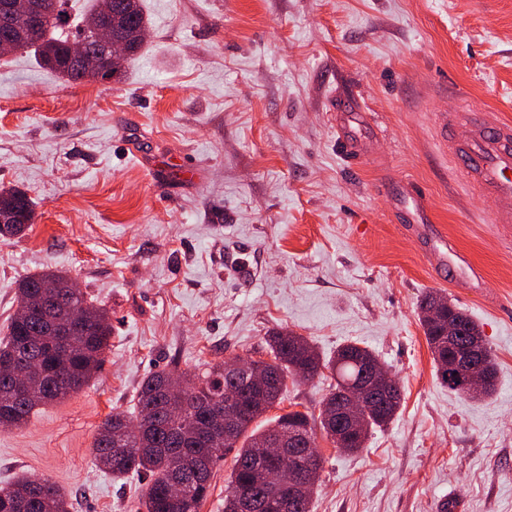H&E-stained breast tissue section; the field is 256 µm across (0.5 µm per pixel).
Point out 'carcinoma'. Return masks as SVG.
Wrapping results in <instances>:
<instances>
[{"mask_svg": "<svg viewBox=\"0 0 512 512\" xmlns=\"http://www.w3.org/2000/svg\"><path fill=\"white\" fill-rule=\"evenodd\" d=\"M49 19L27 36L18 49L32 51L40 64L67 83L112 81L123 77L127 60L144 44L139 35L147 32L142 0H94L89 16L112 21L119 14L131 38L128 55L115 58L104 47L88 40L87 51L98 60L96 72L85 75L68 64L69 43L77 41L69 33L64 0H44ZM0 206L17 212L24 224H7L0 238L22 235L35 220L34 204L27 193L15 187H0ZM71 279L46 270L17 283L18 308L10 318L6 336L0 338V426L20 428L33 410L79 392L100 369L110 350L112 327L109 313L87 299L85 292L70 287ZM438 294L429 292L419 304L421 325L437 367V376L448 390L468 393L469 380L448 368V322L456 328V342L483 347V363L489 381L483 395L496 388V361L482 327L458 307L439 319L428 318V310ZM269 360L266 369L272 380L264 389L269 406L282 402L286 379L311 382L330 371L335 383L329 385L318 417L291 410L256 429L251 425L266 410L253 400L251 380L225 371L219 363L193 376L176 370H163L147 376L136 394V419L123 412L108 414L98 426L93 452L106 472L128 473L147 479L141 508L145 512H200L210 491L214 467L224 454L234 452L232 472L224 486V512H238L242 495L251 501V512H277L276 505L288 484V471L305 476L307 470L323 469L324 457L317 451V436L329 442L345 433L336 420V406L347 400V393L364 380V366L379 362L377 355L357 343L346 344L336 354L323 358L303 336L287 329L265 337ZM239 395L232 438L211 443L203 426L202 413L225 414L224 393ZM402 394L397 379L389 392L374 397L359 410L365 430L381 428L393 420ZM309 437L314 445L296 449L284 461L264 462L260 451L265 442L280 434ZM186 475L181 496L169 495L172 478ZM28 500L26 512H69L65 493L47 478L22 476L7 487H0V512H13L17 499Z\"/></svg>", "mask_w": 512, "mask_h": 512, "instance_id": "cac0c4a2", "label": "carcinoma"}]
</instances>
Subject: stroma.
<instances>
[{"mask_svg": "<svg viewBox=\"0 0 512 512\" xmlns=\"http://www.w3.org/2000/svg\"><path fill=\"white\" fill-rule=\"evenodd\" d=\"M149 29L123 79L70 84L21 50L0 57V186L34 224L0 240V337L18 281L51 269L109 312L111 350L73 397L0 428V486L49 478L73 512H138L146 482L99 471L112 412L152 373L264 352L286 328L322 355L369 348L402 405L325 458L314 512H512V230L452 172L435 119L459 94L512 120V0H142ZM370 114L351 159L347 98ZM192 162L194 182L171 163ZM419 185L435 223L485 277L437 280L390 195ZM434 291L478 321L497 391L448 390L420 324ZM325 378L287 385L278 416L318 413ZM357 107L358 104L350 106L347 112L340 113L336 119L337 142L346 155L360 153L364 147L354 133L353 123H357L356 121L365 114V112H351L353 108L356 110ZM0 206L16 211L21 217H23L26 224H10L2 221L5 225V229L1 230L0 238H11L22 235L26 230L29 229L31 224H34L35 220V209L34 204L28 197L27 193L19 188L15 187H0Z\"/></svg>", "mask_w": 512, "mask_h": 512, "instance_id": "35a3bbf8", "label": "stroma"}]
</instances>
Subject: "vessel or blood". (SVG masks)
<instances>
[{
  "mask_svg": "<svg viewBox=\"0 0 512 512\" xmlns=\"http://www.w3.org/2000/svg\"><path fill=\"white\" fill-rule=\"evenodd\" d=\"M360 118V113L347 111L336 119L337 142L345 154L354 155L363 149L354 133ZM437 131L455 172L492 202L494 223L511 224L512 123L498 119L483 105L464 97L455 112L439 116ZM396 199L411 216L409 230L418 235L425 231L430 234L427 252L431 270L464 285L461 272L470 268L471 262L464 253L450 247L443 235L429 231L431 219L424 210L422 189L411 182L398 184Z\"/></svg>",
  "mask_w": 512,
  "mask_h": 512,
  "instance_id": "vessel-or-blood-1",
  "label": "vessel or blood"
}]
</instances>
